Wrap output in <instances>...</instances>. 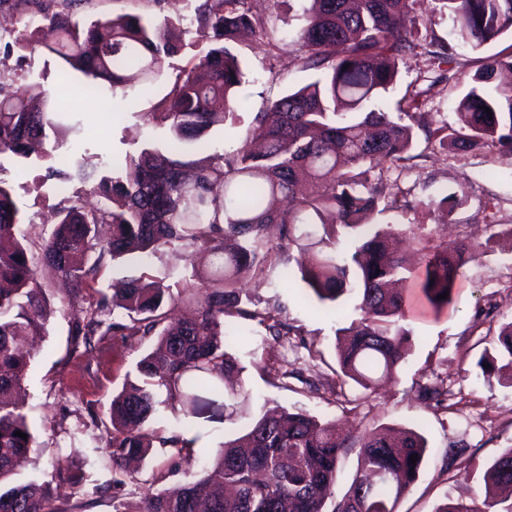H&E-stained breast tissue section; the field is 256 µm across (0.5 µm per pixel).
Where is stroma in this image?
Here are the masks:
<instances>
[{"instance_id": "stroma-1", "label": "stroma", "mask_w": 512, "mask_h": 512, "mask_svg": "<svg viewBox=\"0 0 512 512\" xmlns=\"http://www.w3.org/2000/svg\"><path fill=\"white\" fill-rule=\"evenodd\" d=\"M263 10L264 36L244 34L236 45L243 61L245 78L239 89L245 104L234 123L214 128L207 135L211 151L235 153L245 142L250 123L269 103L313 81L311 71L296 60L292 42L303 24L310 0H247ZM196 0H0V89L12 93L32 82L45 89L58 88L59 66L39 45L20 48L26 39L30 16L70 13L77 18L104 21L123 13L148 16L156 21L177 19L183 34L181 48L169 61L164 76L156 83H133L129 97L103 90L90 99L83 93L84 78L73 74L61 89L73 110L87 118L86 138L90 164L111 159L123 162L146 145H162L166 132L147 119L168 93L177 75L199 57L202 42L196 32ZM408 22L426 25L437 39L454 47V70L472 75L486 56L512 53V34L474 51L458 46L447 16L439 14L434 0H414ZM439 70L427 55L407 58L401 64L394 90L385 98L388 111L406 90L422 91L420 110L431 127L456 122V107L465 85L439 80ZM414 165L382 172L385 190L397 199V208L376 215V223L404 230L410 260L439 244H457L476 235L486 237L493 224L512 225V153L491 144L481 151L452 157L438 145L418 138ZM38 169L9 167L20 212L34 224L50 222L55 203L49 188L38 187ZM453 194L457 207L441 214L426 206L429 198ZM301 254L286 252L275 267L258 277L244 275L239 285L257 308L277 306L293 326L288 343L270 348L264 326L249 323L245 339L235 355L243 371L242 380L250 393L246 414L216 419L178 420L176 428L192 429L199 447L214 454L224 440L244 431L253 419L273 407L303 409L324 421H336L359 429L395 426L420 431L428 441L427 458L410 491L397 504V512H434L446 500L482 501L483 475L487 465L505 449L512 448V385L486 380L478 365L485 348L496 339L502 323L512 321V242L493 239L486 253L463 270L453 306L434 315L424 310L410 314L407 324L413 346L398 369L394 381L366 390L353 381L339 382L336 376V331L340 321L321 312L307 298L297 272ZM40 283L53 294L54 313L50 333L41 342L27 381L26 412L37 429L41 445L26 471L51 480L57 461L70 457L81 467L82 486L58 484L61 502L73 512H112L108 500L90 505L85 494L112 477V464L104 454L109 437L93 427L91 412L106 413L112 393L120 389L136 357L121 339H114L109 354L97 357L73 351L70 323L61 300L63 290L52 272L39 270ZM276 359L289 376L271 381L263 369L267 359ZM425 385H440L448 397L443 404L422 399ZM468 448L464 469L443 470L449 448ZM169 471L171 481L187 478V469L174 466L170 452L155 449L133 483L127 484L122 499L129 512H142L139 484L151 481L156 471Z\"/></svg>"}]
</instances>
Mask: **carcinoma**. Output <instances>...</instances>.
<instances>
[{
  "mask_svg": "<svg viewBox=\"0 0 512 512\" xmlns=\"http://www.w3.org/2000/svg\"><path fill=\"white\" fill-rule=\"evenodd\" d=\"M311 2L295 43L301 67L317 78L271 102L272 113H256L232 155L186 146L234 119L240 107L236 88L244 73L233 44L244 28L265 31L247 0H197L195 20L213 46L176 78L161 109L147 113L169 132L162 149L148 146L121 164L91 166L64 148L68 136L82 138L84 121L62 98L35 82L20 93L0 94V512H68L54 503L50 483L22 479L17 471L20 459L38 448L33 423L16 399L37 356L30 339L49 333L38 264L69 284L63 306L73 352L105 355L115 336L132 345L152 341L112 394L109 421L91 414L94 427L110 431L112 485L92 491L102 495L124 487L123 465L146 460L157 446L171 448L179 465H197L198 437L170 435L158 426L169 402L181 401L186 418L207 413L204 390L236 405L247 402L243 386L224 391V377L241 371L234 348L244 325L258 322L275 341L290 334L278 309L243 303L242 269L261 275L302 238L315 239L300 279L320 306L336 314L349 297L359 300L361 317L337 330V376L371 389L395 379L411 347L405 325L410 303L437 315L448 309L464 266L494 238L475 236L453 254L436 246L416 274L397 254V233L375 228L374 212L396 208L375 172L411 159L415 129L422 128L421 92L403 97L396 119L384 96L406 57L422 53L449 64L453 55L416 27L399 30L410 0ZM438 2L458 41L474 49L512 34V0ZM48 26L56 39L44 48L60 61V84L77 71L86 78L89 98L105 85L124 88L129 71L157 80L179 52L169 37L172 23L137 14L90 23L55 14ZM502 68L512 69V56H486L458 102L457 126L429 129L427 138L455 155L490 144L512 151V86L493 83ZM11 161L45 170L43 183L58 198L49 231L35 232L34 223L20 217L12 187L1 177ZM76 182L100 204L86 205L73 190ZM457 205L451 194L427 203L445 213ZM163 246L186 253L185 264L167 274L174 284L143 272L110 294L99 287L110 261L135 256L147 267ZM445 292L448 297L439 298ZM185 298L194 302V313L168 320ZM480 363L488 364L486 375L505 370L512 380V321ZM353 448L357 469L337 499L339 465ZM426 450V438L413 429L338 431L307 412L283 409L225 440L196 478L156 489L168 477L157 472L153 484L142 487L144 512H396ZM415 454L416 462H409ZM484 484V508L451 500L436 512H512L511 497L493 498L498 490H512V448L489 464Z\"/></svg>",
  "mask_w": 512,
  "mask_h": 512,
  "instance_id": "cac0c4a2",
  "label": "carcinoma"
}]
</instances>
